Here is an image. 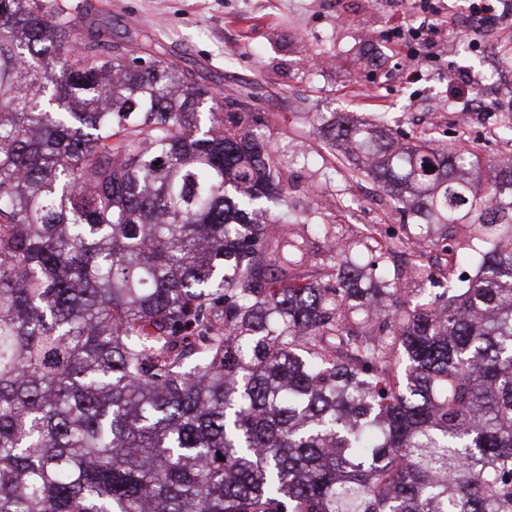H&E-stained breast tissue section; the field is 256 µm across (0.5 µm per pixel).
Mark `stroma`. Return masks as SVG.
<instances>
[{"label": "stroma", "mask_w": 512, "mask_h": 512, "mask_svg": "<svg viewBox=\"0 0 512 512\" xmlns=\"http://www.w3.org/2000/svg\"><path fill=\"white\" fill-rule=\"evenodd\" d=\"M92 4L90 17L113 39L138 31L166 59L196 80L246 96L252 111L268 117L267 133L288 162L289 195L297 210L318 203L326 219L350 235L368 227H399L409 249L417 229L403 225L379 185L352 176L318 135L314 117L352 115L383 121L400 135L433 133L442 144L471 150L482 169L512 163V137L495 112L455 113L465 99L448 85L467 74L493 89L512 81V16L473 33L446 23L468 10L469 0H427L433 52H415L399 30L414 26L417 0H63Z\"/></svg>", "instance_id": "obj_1"}]
</instances>
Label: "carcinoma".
Returning <instances> with one entry per match:
<instances>
[{
	"label": "carcinoma",
	"mask_w": 512,
	"mask_h": 512,
	"mask_svg": "<svg viewBox=\"0 0 512 512\" xmlns=\"http://www.w3.org/2000/svg\"><path fill=\"white\" fill-rule=\"evenodd\" d=\"M234 106L146 35L0 0V512H512V165L479 196L467 150L321 127L412 223L467 225L409 297L405 242L292 218ZM304 251L312 262V267L306 269V273L313 277H321L322 275L331 274L336 272L334 267H331L334 261L329 256L328 242L323 237L315 235L305 240Z\"/></svg>",
	"instance_id": "obj_1"
}]
</instances>
